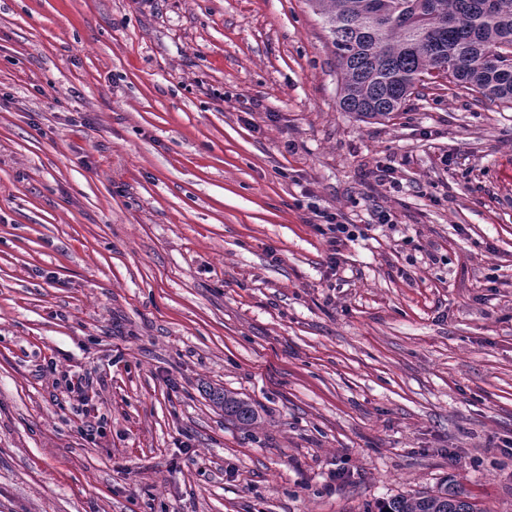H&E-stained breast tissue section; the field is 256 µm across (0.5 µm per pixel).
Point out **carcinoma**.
<instances>
[{
    "mask_svg": "<svg viewBox=\"0 0 512 512\" xmlns=\"http://www.w3.org/2000/svg\"><path fill=\"white\" fill-rule=\"evenodd\" d=\"M322 17L340 74V107L363 117L400 111L417 85L446 78L456 87L512 103V0H311ZM224 415L250 427L257 412L226 392ZM380 512H479L454 484L396 497Z\"/></svg>",
    "mask_w": 512,
    "mask_h": 512,
    "instance_id": "carcinoma-1",
    "label": "carcinoma"
}]
</instances>
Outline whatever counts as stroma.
I'll list each match as a JSON object with an SVG mask.
<instances>
[{
	"mask_svg": "<svg viewBox=\"0 0 512 512\" xmlns=\"http://www.w3.org/2000/svg\"><path fill=\"white\" fill-rule=\"evenodd\" d=\"M339 92L309 0H0V512H512V104ZM315 217L319 218L320 223L315 224L317 231L326 238L328 244L327 266L330 269H335L338 264V255L340 254V247L344 239L353 237L350 226L352 224H343L338 221V215L335 213H328L325 211L315 212ZM61 379L65 382L64 389L67 393V397L69 400L78 403V405L86 400L88 391L93 388L94 384V379L90 376L79 377L76 382H74L69 374L64 373L61 374ZM61 379H54L53 385L59 387L61 385ZM216 403L224 407V415L235 418L245 428L255 424L257 412L247 401L237 397L230 392L224 395H217ZM380 512H479L466 491L454 484L437 493L399 496L384 504Z\"/></svg>",
	"mask_w": 512,
	"mask_h": 512,
	"instance_id": "1",
	"label": "stroma"
}]
</instances>
